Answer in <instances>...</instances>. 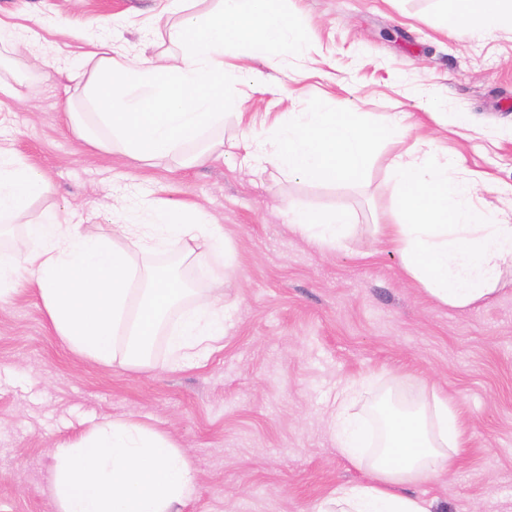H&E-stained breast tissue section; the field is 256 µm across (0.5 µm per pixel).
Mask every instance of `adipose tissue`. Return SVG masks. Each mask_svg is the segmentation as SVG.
<instances>
[{
  "mask_svg": "<svg viewBox=\"0 0 512 512\" xmlns=\"http://www.w3.org/2000/svg\"><path fill=\"white\" fill-rule=\"evenodd\" d=\"M284 0H217L196 11L197 0H166L152 27L156 54L131 59L104 39L92 40L79 68L66 78L88 105L65 108L63 122L93 150L120 149L152 163L207 143L223 152L224 142L206 141L223 126L230 76L224 50L248 43L298 47ZM441 25L467 30L471 19L490 32L512 28V0H443ZM406 132L401 116L384 125L359 113L324 108L292 112L276 126L279 148L253 136L239 144L241 161L253 175L276 167L314 182L354 185L361 181L380 138ZM401 200L394 223L380 233L400 254L407 275L438 303L465 309L489 300L504 267L512 266V220L501 221L473 203L479 182L457 177L452 163L427 152L391 162ZM50 178L0 146V223L24 220L22 237L0 249V298L10 294L18 271L39 290L57 336L78 354L107 363L137 366L158 332H165L176 366L192 367L224 340V304L193 293L166 270L146 272L133 261L161 242L197 258L223 252L224 228L196 206L150 201L144 223L116 224L111 234L83 231L73 212L53 204ZM46 201L32 220L31 205ZM287 221L319 247H342L352 215L327 216L288 206ZM361 390L349 386L330 412L337 451L364 470L361 481L343 482L313 512H438L436 501L408 493V485L440 473L459 456L465 439L447 398L433 396L384 426L380 448L371 449L372 430L352 406ZM54 495L60 512H179L194 480L190 459L167 437L131 421L102 418L74 441L54 448Z\"/></svg>",
  "mask_w": 512,
  "mask_h": 512,
  "instance_id": "obj_1",
  "label": "adipose tissue"
}]
</instances>
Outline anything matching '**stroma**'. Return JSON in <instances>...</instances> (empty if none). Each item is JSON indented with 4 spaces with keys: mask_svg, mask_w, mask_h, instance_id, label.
Returning a JSON list of instances; mask_svg holds the SVG:
<instances>
[{
    "mask_svg": "<svg viewBox=\"0 0 512 512\" xmlns=\"http://www.w3.org/2000/svg\"><path fill=\"white\" fill-rule=\"evenodd\" d=\"M155 0H0L17 50L0 52V144L55 185L54 201L109 233L144 200L200 205L224 227L226 254L185 259L164 244L134 257L170 267L185 287L224 303L222 349L192 368L171 366L157 336L142 367L103 364L56 335L37 289L0 299V512H59L52 447L102 416L147 424L192 461L183 512H311L336 484L362 479L341 457L328 419L342 388L370 381L355 409L451 399L466 440L433 479L412 485L446 512H512V268L485 303L437 304L403 269L376 227L400 198L390 167L432 150L488 178L475 203L512 210V30L451 34L441 0H288L304 44L238 45L224 63L225 95L241 102L224 140L273 138L282 112L330 102L373 124L408 116L404 137L379 140L354 187L310 182L268 168L257 180L234 155L179 168L126 154L90 153L62 125L65 81L86 42L108 38L150 53ZM354 212L346 245L320 249L289 226L288 205Z\"/></svg>",
    "mask_w": 512,
    "mask_h": 512,
    "instance_id": "1",
    "label": "stroma"
}]
</instances>
